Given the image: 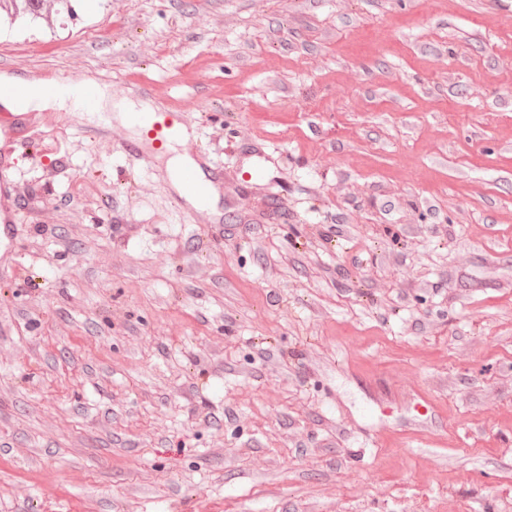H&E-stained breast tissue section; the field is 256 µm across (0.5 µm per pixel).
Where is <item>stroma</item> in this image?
Masks as SVG:
<instances>
[{
  "label": "stroma",
  "mask_w": 512,
  "mask_h": 512,
  "mask_svg": "<svg viewBox=\"0 0 512 512\" xmlns=\"http://www.w3.org/2000/svg\"><path fill=\"white\" fill-rule=\"evenodd\" d=\"M73 9L0 73L182 111L224 184L0 130V512H512V0ZM194 166L199 169V166L193 159L179 154H173L167 161V170L170 174L173 185L179 192L181 186V192L183 194L181 198L185 199L186 196H189L191 198L198 199L202 204H206L211 193L210 183H214L216 178L214 175L202 177L197 169L192 168ZM178 173L180 186L175 180ZM186 200L192 206H197L196 201L189 198H186Z\"/></svg>",
  "instance_id": "1"
}]
</instances>
